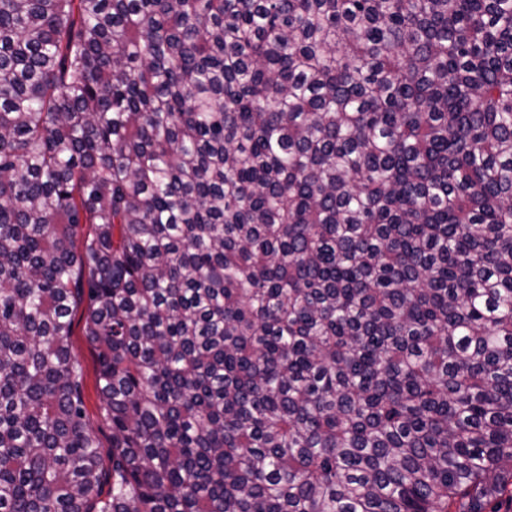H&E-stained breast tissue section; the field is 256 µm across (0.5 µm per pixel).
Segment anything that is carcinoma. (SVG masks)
Masks as SVG:
<instances>
[{
  "label": "carcinoma",
  "instance_id": "carcinoma-1",
  "mask_svg": "<svg viewBox=\"0 0 512 512\" xmlns=\"http://www.w3.org/2000/svg\"><path fill=\"white\" fill-rule=\"evenodd\" d=\"M503 500L512 0H0V512ZM87 301L84 300L79 304L73 334L70 340V349L81 363L83 368V379L81 386V394L84 403L86 421L94 429L99 442L102 446L103 468L106 473H110L112 469V430L109 422L103 417L100 410V391L97 376V364L94 356V347L84 336L81 325H78V319L83 312Z\"/></svg>",
  "mask_w": 512,
  "mask_h": 512
}]
</instances>
